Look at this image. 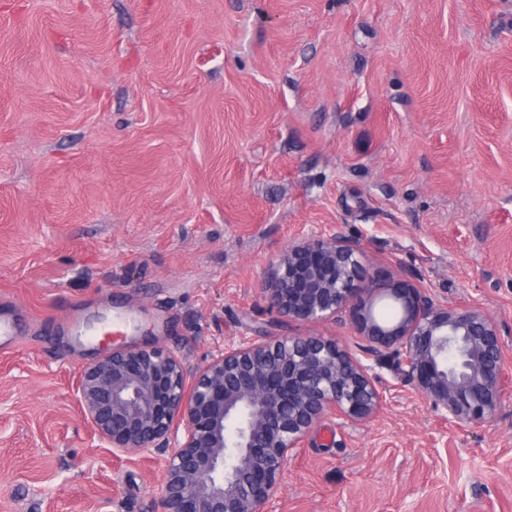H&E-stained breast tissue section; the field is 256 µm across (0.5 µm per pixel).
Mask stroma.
<instances>
[{
	"mask_svg": "<svg viewBox=\"0 0 512 512\" xmlns=\"http://www.w3.org/2000/svg\"><path fill=\"white\" fill-rule=\"evenodd\" d=\"M336 232L492 314L509 385L463 430L373 368L380 410L316 426L267 512H512V0H0V298L34 323L0 353V512H155L166 452L114 457L74 395L113 313L189 371L355 348L261 293Z\"/></svg>",
	"mask_w": 512,
	"mask_h": 512,
	"instance_id": "35a3bbf8",
	"label": "stroma"
}]
</instances>
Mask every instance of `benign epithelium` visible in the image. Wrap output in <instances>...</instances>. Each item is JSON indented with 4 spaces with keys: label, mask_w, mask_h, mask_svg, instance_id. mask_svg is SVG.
<instances>
[{
    "label": "benign epithelium",
    "mask_w": 512,
    "mask_h": 512,
    "mask_svg": "<svg viewBox=\"0 0 512 512\" xmlns=\"http://www.w3.org/2000/svg\"><path fill=\"white\" fill-rule=\"evenodd\" d=\"M362 258L339 232L302 239L270 263L262 292L293 321L347 316L371 366L323 336L286 335L227 344L191 373L156 347H117L81 372L76 400L112 455L166 449L183 430L165 460L157 512H264L314 427L380 409L374 365L458 428L496 414L506 390L496 319L470 302L437 304L410 278L367 276ZM375 295L393 302V319L377 317Z\"/></svg>",
    "instance_id": "benign-epithelium-1"
}]
</instances>
